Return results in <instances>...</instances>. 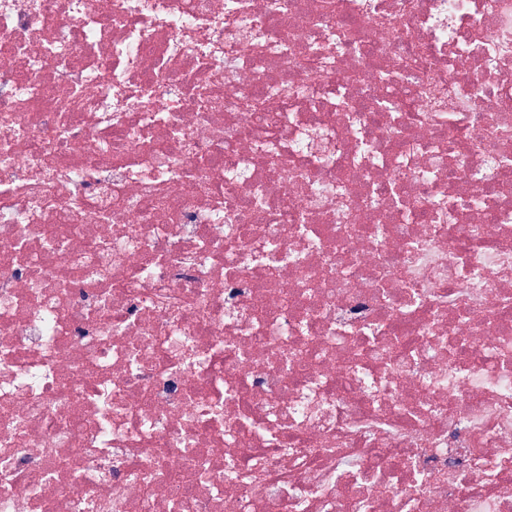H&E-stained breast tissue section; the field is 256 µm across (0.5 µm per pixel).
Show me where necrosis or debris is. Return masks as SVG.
<instances>
[{
  "label": "necrosis or debris",
  "instance_id": "1",
  "mask_svg": "<svg viewBox=\"0 0 512 512\" xmlns=\"http://www.w3.org/2000/svg\"><path fill=\"white\" fill-rule=\"evenodd\" d=\"M0 512H512V0H0Z\"/></svg>",
  "mask_w": 512,
  "mask_h": 512
}]
</instances>
